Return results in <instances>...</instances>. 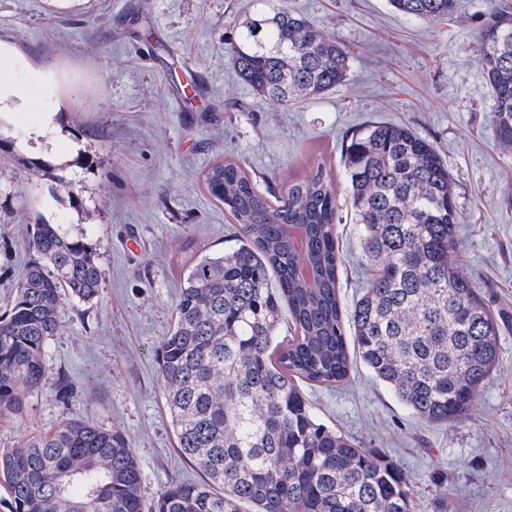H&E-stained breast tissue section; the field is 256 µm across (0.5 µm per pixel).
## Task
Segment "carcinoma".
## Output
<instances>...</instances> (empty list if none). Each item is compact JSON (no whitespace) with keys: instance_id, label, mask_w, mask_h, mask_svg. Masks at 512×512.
I'll use <instances>...</instances> for the list:
<instances>
[{"instance_id":"cac0c4a2","label":"carcinoma","mask_w":512,"mask_h":512,"mask_svg":"<svg viewBox=\"0 0 512 512\" xmlns=\"http://www.w3.org/2000/svg\"><path fill=\"white\" fill-rule=\"evenodd\" d=\"M439 20L456 0H387ZM224 39L239 79L288 107L342 85L348 53L287 0ZM498 145L512 149V0H491L478 33ZM353 223L370 276L352 310L340 298L336 188L322 165L264 193L242 165L213 164L207 194L224 205L238 246L190 255L180 269L172 329L158 347L169 422L181 456L201 472L146 502L126 436L64 420L0 448L8 512H417L393 464L319 422L299 389L338 387L355 352L416 417L468 415L500 364V321L477 281L451 261L460 216L448 168L405 125L372 121L343 149ZM32 258L0 314V421L21 420L49 379L45 352L66 308L100 296L95 253L60 224L24 227ZM294 335L278 336L283 313Z\"/></svg>"}]
</instances>
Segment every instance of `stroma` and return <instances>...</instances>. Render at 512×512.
Instances as JSON below:
<instances>
[{
	"label": "stroma",
	"instance_id": "stroma-1",
	"mask_svg": "<svg viewBox=\"0 0 512 512\" xmlns=\"http://www.w3.org/2000/svg\"><path fill=\"white\" fill-rule=\"evenodd\" d=\"M347 51V81L292 108L254 93L224 56V38L258 0H0V41L33 64L21 74L34 106L63 100V127L83 164L35 159L0 131V312L31 254L20 225L60 224L98 255V300L68 307L49 344L50 378L22 423L0 426V448L64 419L120 430L138 459L145 499L174 480L199 479L166 414L157 348L173 323L183 252L233 244L222 204L201 182L216 160L239 161L280 194L325 161L337 181L341 296L366 280L350 217L343 143L368 122L404 124L433 142L462 218L457 269L474 277L500 317V370L466 417H415L354 361L345 385L301 383L317 419L394 464L421 512H512V152L499 148L494 101L477 33L488 0H460L453 17L425 21L386 0H288ZM57 77L47 86L44 73ZM75 393L63 398L57 378Z\"/></svg>",
	"mask_w": 512,
	"mask_h": 512
}]
</instances>
